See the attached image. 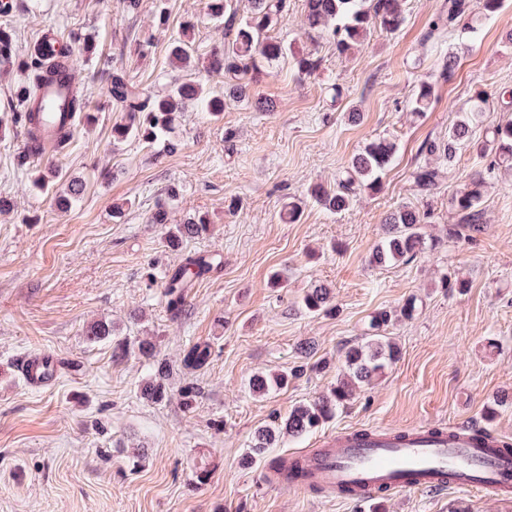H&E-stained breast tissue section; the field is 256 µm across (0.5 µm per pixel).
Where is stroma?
<instances>
[{
	"instance_id": "35a3bbf8",
	"label": "stroma",
	"mask_w": 512,
	"mask_h": 512,
	"mask_svg": "<svg viewBox=\"0 0 512 512\" xmlns=\"http://www.w3.org/2000/svg\"><path fill=\"white\" fill-rule=\"evenodd\" d=\"M13 3L18 54L30 53L48 30L80 33L97 52L77 76L91 121L34 168L18 169L15 161L25 142L10 121L19 76L0 72V196L12 203L0 214V512H370L365 503L270 484L265 470L346 430L477 423L512 437V402L495 403L512 395V173L488 169L471 149L431 195H421L411 178L428 161L422 142L446 136L479 92L489 96L483 125L512 120V0L467 43L447 32L446 46L460 61L445 79L443 58L427 38L444 0H405L399 31L372 32L345 57L333 46L311 45L301 28L304 0H291L273 33L317 49L319 75L297 81L283 61L259 74L251 103L226 106L221 119L179 113L172 151L134 138L113 142L112 127L126 115L103 102L116 72L154 93L189 76L223 92V78L206 65L226 38L209 20L206 0H140L135 12L123 0ZM162 9L164 26L155 19ZM188 20L193 58L186 72L171 64L169 46ZM138 42L144 55L134 52ZM424 79L434 82L435 97L417 116L410 105ZM259 98L273 100V110L258 111ZM352 108L360 122L348 120ZM379 137L397 144L380 193L338 214L307 202L298 222L280 221L288 198L333 184ZM52 166L84 181L78 200L62 206L35 187L36 173ZM475 176L485 182L484 229L448 239L458 221L448 198ZM171 187L176 197H168ZM161 202L174 224L208 215V233L167 248L164 226L148 221ZM116 204L123 207L118 218ZM402 205L428 208L426 232L440 245L407 262L370 265L386 217ZM203 254L219 255L221 264L189 289L183 315L171 319L163 277L184 257ZM276 271L287 275L286 287H268ZM449 272L467 287H444ZM315 284L330 289L335 314L302 309ZM409 300L413 318L386 331L398 357L373 384L317 430L283 438L243 467L254 432L328 393L345 349L368 340L371 317ZM100 319L112 322L117 337L156 340L172 366L168 399L142 398L147 360L133 354L117 361L112 342L88 341L87 327ZM198 340L214 355L193 377L180 360ZM33 352L69 368L48 386L28 387L15 365ZM297 365L306 371L287 388L263 397L250 391L254 374ZM193 379L202 394L188 411L177 391ZM201 467L209 476L199 485ZM458 502L469 512H512V499L461 488L395 492L384 504L385 512H450Z\"/></svg>"
}]
</instances>
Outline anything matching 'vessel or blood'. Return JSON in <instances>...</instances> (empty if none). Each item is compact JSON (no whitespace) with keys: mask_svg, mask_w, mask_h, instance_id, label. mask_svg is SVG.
Segmentation results:
<instances>
[{"mask_svg":"<svg viewBox=\"0 0 512 512\" xmlns=\"http://www.w3.org/2000/svg\"><path fill=\"white\" fill-rule=\"evenodd\" d=\"M66 90L46 84L40 100L48 113L43 126L47 153L60 148L56 134L68 117L62 110ZM61 361L43 354L21 358L17 370L23 380L40 386L55 378ZM298 467L288 485L318 486L343 498L363 499L396 491L445 490L469 487L494 496L512 494V454L499 448L490 434L457 428L440 435L426 428L372 430L336 434L322 447L295 455Z\"/></svg>","mask_w":512,"mask_h":512,"instance_id":"1","label":"vessel or blood"}]
</instances>
